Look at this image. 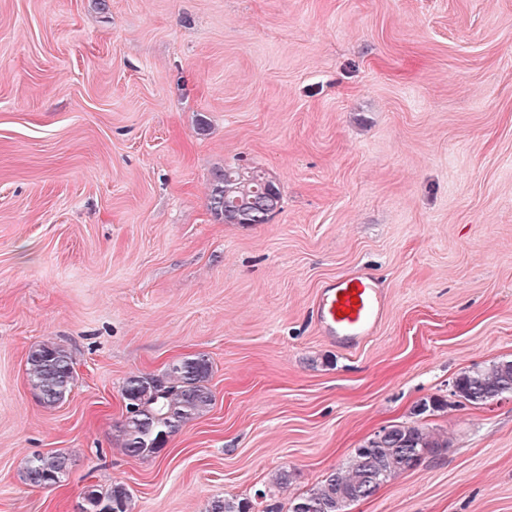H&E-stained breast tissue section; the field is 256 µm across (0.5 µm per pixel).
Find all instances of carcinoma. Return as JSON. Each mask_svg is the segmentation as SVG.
<instances>
[{
  "label": "carcinoma",
  "instance_id": "carcinoma-1",
  "mask_svg": "<svg viewBox=\"0 0 512 512\" xmlns=\"http://www.w3.org/2000/svg\"><path fill=\"white\" fill-rule=\"evenodd\" d=\"M265 174L251 168H226L210 193V209L224 223H234V213L260 203ZM212 371L204 355L177 360V367L160 373L139 372L129 376L122 389L126 415L118 426L121 448L134 458L158 455L188 422L205 414L214 402L208 386ZM29 382L46 407L62 404L74 386L71 352L55 342L33 347L27 358ZM512 394V361H494L462 372L453 384V395L470 404ZM448 441L422 427L391 425L380 441L367 440L365 451L354 449L346 465L331 470L311 489L288 501L287 512H345L347 505L373 496L382 485L411 469L408 452L420 456ZM71 467L63 453L37 454L24 469L25 481L36 487L61 482ZM83 512H131V494L116 483L106 493L87 492ZM252 505L234 498L215 499L207 512H251Z\"/></svg>",
  "mask_w": 512,
  "mask_h": 512
}]
</instances>
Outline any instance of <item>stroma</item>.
Wrapping results in <instances>:
<instances>
[{
  "label": "stroma",
  "mask_w": 512,
  "mask_h": 512,
  "mask_svg": "<svg viewBox=\"0 0 512 512\" xmlns=\"http://www.w3.org/2000/svg\"><path fill=\"white\" fill-rule=\"evenodd\" d=\"M238 165L279 188L269 223L211 212ZM360 269L390 313L347 349L313 305ZM47 341L75 370L51 409L26 375ZM198 354L209 412L127 456L125 379ZM499 360L512 0H0V512L115 483L132 512L284 506L399 423L448 446L347 512H512V394H452ZM50 453L68 475L29 485ZM70 467L71 460L63 453L37 454L28 460L24 469V479L32 486H52L61 482Z\"/></svg>",
  "instance_id": "1"
}]
</instances>
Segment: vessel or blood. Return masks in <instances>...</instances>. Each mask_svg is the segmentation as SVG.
<instances>
[{
  "mask_svg": "<svg viewBox=\"0 0 512 512\" xmlns=\"http://www.w3.org/2000/svg\"><path fill=\"white\" fill-rule=\"evenodd\" d=\"M388 308L384 290L369 274L356 272L323 288L314 313L328 340L350 347L377 332Z\"/></svg>",
  "mask_w": 512,
  "mask_h": 512,
  "instance_id": "obj_1",
  "label": "vessel or blood"
}]
</instances>
